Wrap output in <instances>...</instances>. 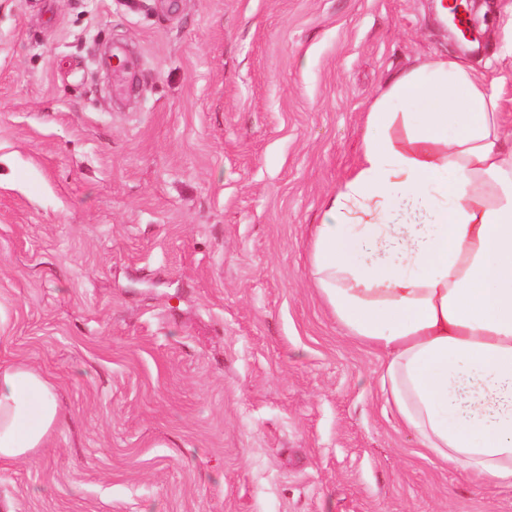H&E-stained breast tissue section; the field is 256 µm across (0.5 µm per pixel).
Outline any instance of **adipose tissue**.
<instances>
[{"label":"adipose tissue","instance_id":"ef3b65f1","mask_svg":"<svg viewBox=\"0 0 512 512\" xmlns=\"http://www.w3.org/2000/svg\"><path fill=\"white\" fill-rule=\"evenodd\" d=\"M366 129L312 229L310 279L379 357L385 401L420 446L512 487V130L500 90L440 58L396 76ZM63 423L48 376L0 364V462L31 456Z\"/></svg>","mask_w":512,"mask_h":512}]
</instances>
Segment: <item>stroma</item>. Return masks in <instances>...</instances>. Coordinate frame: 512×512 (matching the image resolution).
Segmentation results:
<instances>
[{
    "mask_svg": "<svg viewBox=\"0 0 512 512\" xmlns=\"http://www.w3.org/2000/svg\"><path fill=\"white\" fill-rule=\"evenodd\" d=\"M432 0H0V363L63 426L0 463L12 512H512L428 456L309 278L365 116L438 56ZM122 49L128 69L94 61Z\"/></svg>",
    "mask_w": 512,
    "mask_h": 512,
    "instance_id": "obj_1",
    "label": "stroma"
}]
</instances>
